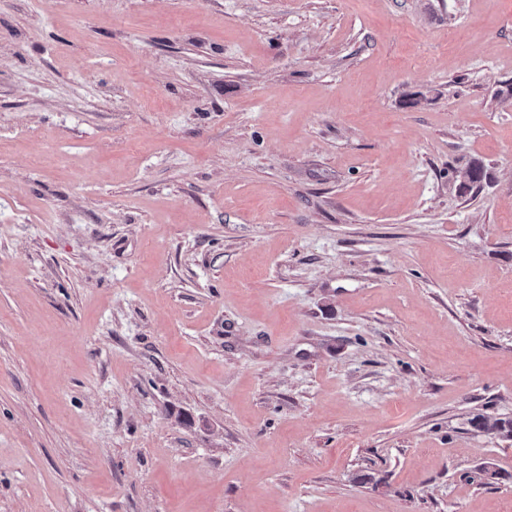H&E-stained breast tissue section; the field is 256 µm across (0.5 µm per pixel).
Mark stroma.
Returning a JSON list of instances; mask_svg holds the SVG:
<instances>
[{"instance_id":"stroma-1","label":"stroma","mask_w":512,"mask_h":512,"mask_svg":"<svg viewBox=\"0 0 512 512\" xmlns=\"http://www.w3.org/2000/svg\"><path fill=\"white\" fill-rule=\"evenodd\" d=\"M511 81L512 0H0V512H512ZM488 178V173L478 162L469 164L465 168L457 171L456 174V180L459 181V188L463 190H470L480 186V184ZM473 424L484 433L496 434L498 437L505 438L512 436V421L509 419L477 415Z\"/></svg>"}]
</instances>
